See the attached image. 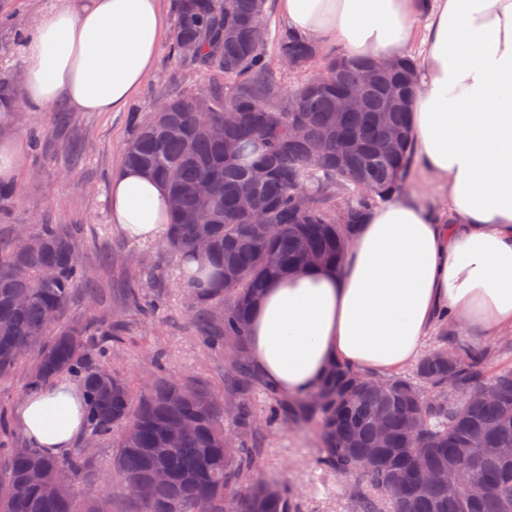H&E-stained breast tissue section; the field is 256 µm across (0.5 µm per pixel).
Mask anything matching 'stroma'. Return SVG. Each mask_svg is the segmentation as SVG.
I'll return each instance as SVG.
<instances>
[{
	"label": "stroma",
	"mask_w": 512,
	"mask_h": 512,
	"mask_svg": "<svg viewBox=\"0 0 512 512\" xmlns=\"http://www.w3.org/2000/svg\"><path fill=\"white\" fill-rule=\"evenodd\" d=\"M54 3L0 0V67L19 68L21 33ZM211 84L210 75L177 63L166 40L128 110L75 112L61 105L49 112H18L11 133L0 131V140L11 137L20 154L14 195L0 202V238H10L21 225H82L78 252L96 290L76 293L69 321L83 319L93 297H100L109 315L125 324L126 339L114 350L113 362L133 386L156 375L154 361L160 356L185 382L225 397L231 390L230 366L223 350L208 349L195 338V310L179 286L180 256L124 237L109 208L112 179L123 166V145L132 133L130 112L166 96L207 92ZM34 132L43 135L42 150L30 142ZM133 284L149 297L162 293L152 319L124 307L122 290ZM261 445L260 474L294 484L308 512H352V483L321 469L312 430L277 422L264 430Z\"/></svg>",
	"instance_id": "obj_1"
}]
</instances>
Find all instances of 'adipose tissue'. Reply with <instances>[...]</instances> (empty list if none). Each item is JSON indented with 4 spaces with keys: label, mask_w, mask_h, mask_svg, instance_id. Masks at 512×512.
Instances as JSON below:
<instances>
[{
    "label": "adipose tissue",
    "mask_w": 512,
    "mask_h": 512,
    "mask_svg": "<svg viewBox=\"0 0 512 512\" xmlns=\"http://www.w3.org/2000/svg\"><path fill=\"white\" fill-rule=\"evenodd\" d=\"M278 9L292 31L350 59L414 55L411 152L446 187L447 205L386 202L367 213L340 268L271 281L248 329L257 373L294 397L336 364L382 374L410 366L446 319L468 342L512 332V0H278ZM166 35L162 0H57L23 36L20 95L0 100V127L61 103L122 111ZM110 211L126 237L160 240L167 191L122 169ZM82 408L80 392L60 384L28 392L15 416L55 455L80 435Z\"/></svg>",
    "instance_id": "adipose-tissue-1"
}]
</instances>
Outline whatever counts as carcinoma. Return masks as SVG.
I'll list each match as a JSON object with an SVG mask.
<instances>
[{
  "instance_id": "obj_1",
  "label": "carcinoma",
  "mask_w": 512,
  "mask_h": 512,
  "mask_svg": "<svg viewBox=\"0 0 512 512\" xmlns=\"http://www.w3.org/2000/svg\"><path fill=\"white\" fill-rule=\"evenodd\" d=\"M266 0H174L173 54L213 75L207 94L167 97L166 112L131 116L124 165L163 183L171 221L161 247L202 266L186 285L197 338L236 342L234 393L224 400L181 381L160 362L145 389L112 365L125 340L105 309L62 326L74 292L88 282L77 250L78 224H37L32 239L0 248V378L28 364L30 391L73 379L84 395L86 439L65 459L17 439L0 463V512H99L107 485L123 483L137 512H302L299 494L254 473L268 424L311 425L322 466L366 480L352 493L356 512H512V368L494 369L495 350L459 340L441 324L433 347L408 374L335 366L321 385L271 403L252 401L258 379L247 356L250 311L273 279L310 265L340 267L345 239L373 207L399 195L411 168L409 101L416 63L378 73L357 109L339 98L376 61L322 60L333 72L283 88L264 49ZM197 46L182 53L184 42ZM320 50L294 32L277 38V59L297 69ZM265 170L255 182L253 174ZM252 189V210L238 206ZM125 305L147 315L140 289ZM90 336L107 337L92 347ZM233 416V430L224 414ZM114 437L104 486L86 498L77 478L88 443Z\"/></svg>"
}]
</instances>
